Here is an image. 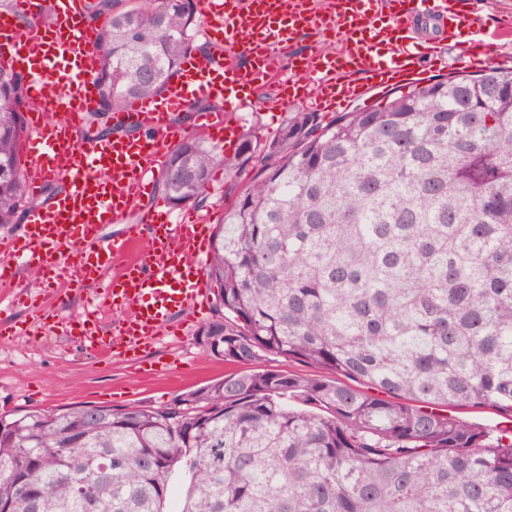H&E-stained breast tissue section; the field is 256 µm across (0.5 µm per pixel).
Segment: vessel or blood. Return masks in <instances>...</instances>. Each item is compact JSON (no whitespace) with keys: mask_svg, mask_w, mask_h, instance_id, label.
<instances>
[{"mask_svg":"<svg viewBox=\"0 0 512 512\" xmlns=\"http://www.w3.org/2000/svg\"><path fill=\"white\" fill-rule=\"evenodd\" d=\"M457 3L198 0L205 36L244 54L247 66L225 64L219 55L187 56L163 94L134 99L113 115L114 124L147 128L148 136L112 140L81 135L82 115L98 98L100 62L98 33L81 24L83 0H16L15 8L1 9L0 59L26 74L37 103L26 116L21 155L27 193L39 197L58 179L64 188L51 203L28 209L23 235L0 258V288L15 285L11 257L35 255L46 279L103 285V299L118 318L111 335L83 334L86 348L118 357L149 349L158 333L176 332L178 313L200 305L208 288L209 224L192 213L172 219L149 202L152 174L180 135L173 116L201 98L222 102V111L202 113L200 131L233 153L237 114L258 88L277 82L273 107L280 111L303 103L332 112L367 99L420 75L425 59L440 55L441 39L417 42L415 16L479 24L476 16L460 18ZM304 32L331 41V49L298 55L292 76L276 80L277 52ZM143 202L141 219L127 223L128 210ZM107 224L123 225L122 235L105 236Z\"/></svg>","mask_w":512,"mask_h":512,"instance_id":"b4317fda","label":"vessel or blood"}]
</instances>
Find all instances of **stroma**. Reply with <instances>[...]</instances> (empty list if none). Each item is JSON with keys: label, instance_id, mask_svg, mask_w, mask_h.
<instances>
[{"label": "stroma", "instance_id": "1", "mask_svg": "<svg viewBox=\"0 0 512 512\" xmlns=\"http://www.w3.org/2000/svg\"><path fill=\"white\" fill-rule=\"evenodd\" d=\"M475 36L474 30L466 29L450 41L440 59L432 63V75L480 74L495 68L498 59L493 54L472 67L461 64V53ZM275 94V87L270 86L255 95L251 106L239 114L241 131L257 129L264 141L279 136L287 115L271 113ZM15 279L24 286V295H0V318L13 323L12 336L0 340V414L82 403L159 407L235 370L197 343L198 329L214 314L212 301L184 312L178 334L159 333L142 359L130 361L89 353L78 338L66 332L70 322L91 313L98 320L100 335H111L114 315L99 305L101 286L63 293L57 283L47 282L35 266L22 260L16 264ZM45 300L58 313L52 328L38 317L37 309Z\"/></svg>", "mask_w": 512, "mask_h": 512}]
</instances>
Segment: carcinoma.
I'll use <instances>...</instances> for the list:
<instances>
[{
    "instance_id": "1",
    "label": "carcinoma",
    "mask_w": 512,
    "mask_h": 512,
    "mask_svg": "<svg viewBox=\"0 0 512 512\" xmlns=\"http://www.w3.org/2000/svg\"><path fill=\"white\" fill-rule=\"evenodd\" d=\"M100 27L95 137L162 93L195 44V0H84ZM25 76L0 64V226L28 196ZM260 158L224 210L197 342L244 367L157 408L0 415V512H512V68L437 77L379 106L292 112L237 152L198 137L159 187L198 204ZM324 376L274 368L271 357ZM179 508L165 509L174 480ZM451 414L476 427L493 434L498 426L505 425L510 419V413L490 408H457L452 409ZM512 417V416H511Z\"/></svg>"
}]
</instances>
